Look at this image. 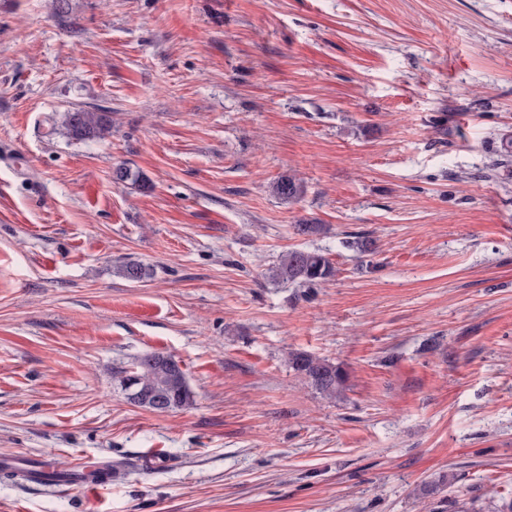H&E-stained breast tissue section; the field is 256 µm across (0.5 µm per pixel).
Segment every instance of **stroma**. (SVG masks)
<instances>
[{
  "instance_id": "obj_1",
  "label": "stroma",
  "mask_w": 512,
  "mask_h": 512,
  "mask_svg": "<svg viewBox=\"0 0 512 512\" xmlns=\"http://www.w3.org/2000/svg\"><path fill=\"white\" fill-rule=\"evenodd\" d=\"M74 107L111 135L72 140ZM506 136L512 0H0V462L115 472L91 499L0 480V512L512 502V165L486 175ZM311 219L328 233L297 235ZM301 248L335 278L267 279ZM146 352L192 406L126 400L112 373ZM61 123L74 140L101 139L112 131V113L104 109L72 108L63 114ZM273 193L280 199L298 201L303 193L302 183L292 174L281 175L272 185ZM288 363L292 370L326 398H335L345 382L342 367L329 359L304 352H291Z\"/></svg>"
}]
</instances>
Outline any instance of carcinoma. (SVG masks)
<instances>
[{"label": "carcinoma", "mask_w": 512, "mask_h": 512, "mask_svg": "<svg viewBox=\"0 0 512 512\" xmlns=\"http://www.w3.org/2000/svg\"><path fill=\"white\" fill-rule=\"evenodd\" d=\"M62 126L77 141L101 139L112 131V113L104 109L72 108L62 116ZM512 162V137L502 140L499 158L487 167L494 173L500 166ZM273 193L280 199L295 202L303 193L302 183L292 174L280 176L272 185ZM116 273L131 282H141L151 276L144 264L127 260L116 268ZM336 275V267L329 257L318 249H293L280 257L277 264L268 269L267 277L274 282H289L303 288L324 283ZM170 356L145 353L138 356L132 369L121 368L114 372L119 385L129 376L141 381L152 396L167 398L170 411L184 409L193 403V395L187 383L186 373L178 364L168 365ZM288 363L292 370L326 398H334L345 382L342 367L329 359L304 352H291Z\"/></svg>", "instance_id": "cac0c4a2"}]
</instances>
